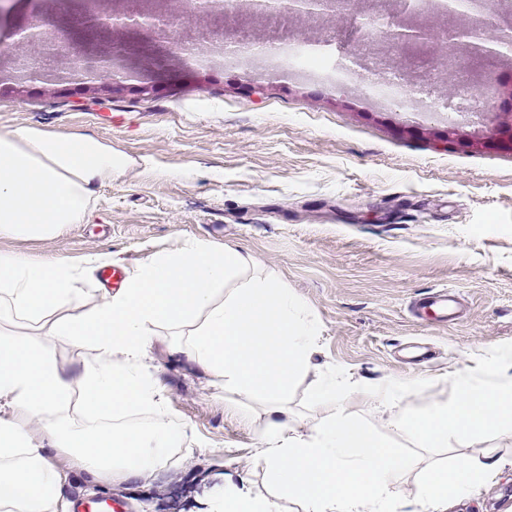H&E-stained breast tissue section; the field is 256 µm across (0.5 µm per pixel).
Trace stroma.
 Listing matches in <instances>:
<instances>
[{
  "instance_id": "35a3bbf8",
  "label": "stroma",
  "mask_w": 512,
  "mask_h": 512,
  "mask_svg": "<svg viewBox=\"0 0 512 512\" xmlns=\"http://www.w3.org/2000/svg\"><path fill=\"white\" fill-rule=\"evenodd\" d=\"M363 23L352 12L323 26L230 21L193 59L169 56L152 34L106 31L102 44L124 46L130 72L112 93L72 72L66 53L36 78L0 57V131L90 135L125 162L121 176L98 187L83 223L51 241L0 240V250L77 264L108 251L128 272L185 239L246 250L320 323L311 368L288 400L292 417H315L310 389L328 369L403 383L408 405L450 396L455 371H478L489 350L512 351V151L485 146L481 117L452 120L433 108L449 88L439 65L420 66L400 101H371L370 84L390 77L398 48ZM239 36L305 39L340 67L300 73L272 54L245 63L225 57V39ZM359 47L382 68L342 69ZM144 80L151 95L139 91ZM452 123L459 140L449 145ZM440 288L455 292L457 315L445 323L415 317L413 305ZM150 365L171 415L193 433L181 457L153 481L111 486L76 472L67 450L53 451L51 462L67 475L63 499L109 498L123 512H198L223 494L225 479L264 489L253 464L256 432L207 391L209 375L163 344ZM352 410L422 463L463 454L417 448L363 403ZM447 512H512V466Z\"/></svg>"
}]
</instances>
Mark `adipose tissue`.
<instances>
[{
    "label": "adipose tissue",
    "instance_id": "obj_1",
    "mask_svg": "<svg viewBox=\"0 0 512 512\" xmlns=\"http://www.w3.org/2000/svg\"><path fill=\"white\" fill-rule=\"evenodd\" d=\"M124 169L110 146L82 135L60 138L31 127L0 132V239L57 237L86 220L98 184ZM112 252L76 265L34 262L0 252V321L36 324L88 352L66 370L33 336L0 329V512H61L65 476L49 460L68 449L94 482H147L168 466L188 437L170 420L168 399L147 359L157 342L211 377L216 395L247 416L258 404L257 456L267 493L225 482L205 512H279L299 501L303 512H395L401 478L419 460L389 449L352 418L360 402L422 448H467L490 433L512 431V353L486 357L484 372L459 375L453 394L418 408H400L402 384L364 383L321 375L313 399L323 414L300 424L288 394L309 371L320 328L287 282L265 274L251 253L183 240L148 256L124 288L89 298L80 283L89 270L121 265ZM85 414L66 426L71 401ZM501 464L489 454L429 464L414 489L420 512H446L473 493Z\"/></svg>",
    "mask_w": 512,
    "mask_h": 512
}]
</instances>
